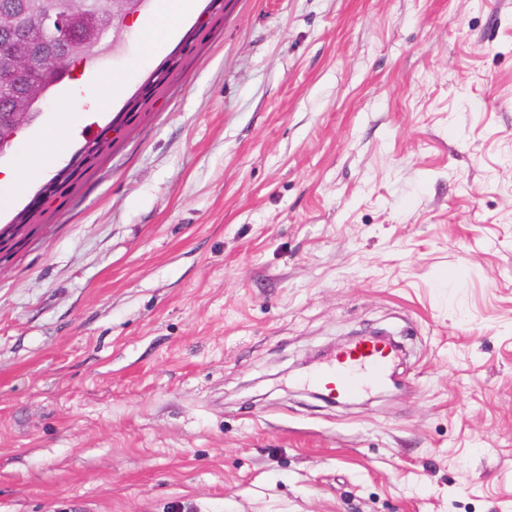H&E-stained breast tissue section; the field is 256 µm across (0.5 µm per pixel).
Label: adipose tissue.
<instances>
[{
  "instance_id": "adipose-tissue-1",
  "label": "adipose tissue",
  "mask_w": 512,
  "mask_h": 512,
  "mask_svg": "<svg viewBox=\"0 0 512 512\" xmlns=\"http://www.w3.org/2000/svg\"><path fill=\"white\" fill-rule=\"evenodd\" d=\"M191 8L192 0H156L152 15L143 25V58H153L166 49L175 36L179 18ZM70 132L71 117L65 114L36 138L19 140L10 168L0 171V211L9 208L45 176Z\"/></svg>"
}]
</instances>
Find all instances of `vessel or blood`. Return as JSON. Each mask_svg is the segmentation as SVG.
Returning <instances> with one entry per match:
<instances>
[{"instance_id":"vessel-or-blood-1","label":"vessel or blood","mask_w":512,"mask_h":512,"mask_svg":"<svg viewBox=\"0 0 512 512\" xmlns=\"http://www.w3.org/2000/svg\"><path fill=\"white\" fill-rule=\"evenodd\" d=\"M394 356L387 345L365 338L316 367L304 383L337 400H358L384 385Z\"/></svg>"}]
</instances>
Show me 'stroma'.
<instances>
[{"label":"stroma","mask_w":512,"mask_h":512,"mask_svg":"<svg viewBox=\"0 0 512 512\" xmlns=\"http://www.w3.org/2000/svg\"><path fill=\"white\" fill-rule=\"evenodd\" d=\"M139 29L22 129L125 120L0 213V512H512V0ZM380 330L402 390L295 385Z\"/></svg>","instance_id":"obj_1"}]
</instances>
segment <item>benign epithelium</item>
<instances>
[{
	"label": "benign epithelium",
	"mask_w": 512,
	"mask_h": 512,
	"mask_svg": "<svg viewBox=\"0 0 512 512\" xmlns=\"http://www.w3.org/2000/svg\"><path fill=\"white\" fill-rule=\"evenodd\" d=\"M105 4L104 14H112V21L95 28L94 34L84 38L83 44L93 49L107 38L117 41L122 38L130 20L137 17L146 7V0H100ZM22 10L36 13L43 21L45 41L36 50L18 49L14 53L0 57V72L9 77L16 75L26 80L36 75H55L58 82L66 75L60 65V55L56 42L60 31L65 27V17L45 0H24ZM51 82V83H53ZM51 83H45L37 89L25 92L16 91L9 96L10 111L0 114V158L9 154L15 145L14 122L28 123L42 112V106L49 98L47 91Z\"/></svg>",
	"instance_id": "obj_1"
}]
</instances>
